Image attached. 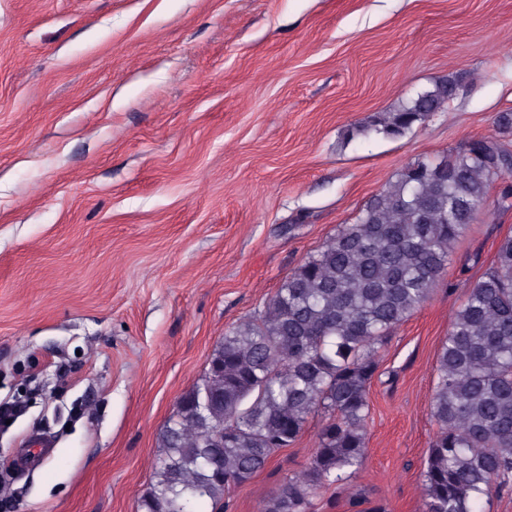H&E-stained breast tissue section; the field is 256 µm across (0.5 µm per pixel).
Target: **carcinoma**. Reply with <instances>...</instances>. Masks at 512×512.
<instances>
[{
	"label": "carcinoma",
	"instance_id": "1",
	"mask_svg": "<svg viewBox=\"0 0 512 512\" xmlns=\"http://www.w3.org/2000/svg\"><path fill=\"white\" fill-rule=\"evenodd\" d=\"M445 78L372 121L397 138L443 111ZM497 134L409 164L351 224L306 257L264 309L224 334L204 376L178 400L159 437L143 512H198L250 481L295 443L309 417L323 423L305 470L285 478L262 512H313L322 490L365 463L368 389L391 333L420 309L512 157V113ZM506 176L512 177V172ZM437 432L422 474L425 512H483L512 492V236L454 312L435 365Z\"/></svg>",
	"mask_w": 512,
	"mask_h": 512
}]
</instances>
